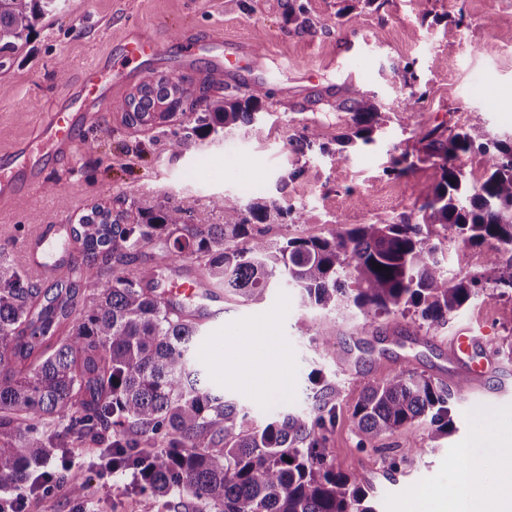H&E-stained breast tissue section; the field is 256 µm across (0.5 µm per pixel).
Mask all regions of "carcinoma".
Segmentation results:
<instances>
[{
  "label": "carcinoma",
  "mask_w": 512,
  "mask_h": 512,
  "mask_svg": "<svg viewBox=\"0 0 512 512\" xmlns=\"http://www.w3.org/2000/svg\"><path fill=\"white\" fill-rule=\"evenodd\" d=\"M58 0H0V58L22 49L35 24ZM288 25L311 27L302 5L289 0ZM182 91L151 72L127 102L126 121L165 119ZM351 132L336 138L334 154L368 146L381 129L375 97L352 88L339 104ZM265 105L234 92L211 102L195 125L170 141L179 153L192 137L252 123ZM319 130L297 142L311 148ZM423 155L391 158L385 173L407 176L418 163L433 170L418 216L384 224H338L326 236L266 237L260 224L308 223L305 207L265 198L220 204L224 223L188 214L170 202L123 224L96 208L70 227L81 258L49 288L26 269L0 268V491H29L46 478L52 456L72 454L71 439L106 443L112 468L128 471L157 498L187 492L193 512H374L355 474L336 469L320 448L336 419L329 398L307 413L284 412L258 427L236 402L213 391L193 360L196 323L169 308L150 282L154 267L141 248L157 242L173 262L204 260L224 294L259 301L284 279L305 303L353 308L368 325L400 314L429 328L444 326L472 299L512 296V139L491 140L477 126L420 132ZM319 145V144H317ZM320 150L327 151L322 143ZM478 151L483 173L473 180L461 156ZM464 246L484 251L490 275L456 272L446 255ZM384 266L378 271L375 264ZM105 271L112 285L97 288ZM492 292H487V289ZM468 389L409 370H395L365 387L352 414L364 448L427 420L436 433L453 430L450 401ZM80 499L85 475H57Z\"/></svg>",
  "instance_id": "obj_1"
}]
</instances>
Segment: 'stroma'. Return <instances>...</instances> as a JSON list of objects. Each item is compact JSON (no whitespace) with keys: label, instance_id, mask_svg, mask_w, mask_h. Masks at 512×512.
<instances>
[{"label":"stroma","instance_id":"obj_1","mask_svg":"<svg viewBox=\"0 0 512 512\" xmlns=\"http://www.w3.org/2000/svg\"><path fill=\"white\" fill-rule=\"evenodd\" d=\"M302 2L313 23L308 32L286 24L288 0H62L59 13L0 67V153L29 137L62 89L131 27L170 41L186 34L205 42L253 41L263 50L241 59V73L230 78L213 69L206 52L185 68L155 66L157 77L188 89L194 108L149 126L125 121L139 78L116 86L99 124L83 132L74 164L53 167L47 187L0 205V262L20 264L19 243L35 219L71 225L100 205L131 221L167 200L190 213L209 211L219 224L215 202L227 195L249 201L254 182L260 196L310 212L306 224L266 226L272 240L324 236L339 224L392 222L417 211L430 182L424 165L400 179L384 173L392 156L420 153V130L467 123L491 138L512 136V42L502 38L512 30V0H377L353 24L336 17L342 0ZM349 37L372 62L368 81L351 77L345 64ZM408 67L416 76L409 85L402 79ZM228 84L258 95L273 122L240 125L172 153L174 133L192 126L196 112L223 97ZM353 85L371 93L386 115L378 142L351 150L345 161L293 149L290 138L306 126L321 129L328 142L347 133L348 116L338 104ZM413 92L421 99L405 109ZM358 324L354 311L303 304L283 282L258 302L226 299L223 316L199 327L201 345L215 336H257L251 361L231 346L196 359L210 385L245 408L255 426L284 409H310L324 385L337 387L325 453L342 471L359 475L375 512H412L417 492L443 490L444 476L463 464V448H512V298L478 299L441 328H421L398 314L363 331ZM325 325L336 331L328 347L317 337ZM463 327L482 332L483 342L460 361L448 341ZM489 360L497 364L489 393L470 390L456 400L451 436L435 437L422 422L379 440L378 451L362 450L351 414L365 385L394 369L451 385ZM414 443L422 454L408 455ZM394 455L405 458L395 471ZM75 467L88 479L92 512H169L165 500L139 490L132 474L103 475L99 460L84 457Z\"/></svg>","mask_w":512,"mask_h":512}]
</instances>
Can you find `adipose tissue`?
<instances>
[{
  "mask_svg": "<svg viewBox=\"0 0 512 512\" xmlns=\"http://www.w3.org/2000/svg\"><path fill=\"white\" fill-rule=\"evenodd\" d=\"M483 460V482H476L470 468H460L448 476L454 488L451 500L437 499L427 490L421 492V500L432 512H512V484L501 479L502 473L512 470V448H486Z\"/></svg>",
  "mask_w": 512,
  "mask_h": 512,
  "instance_id": "ef3b65f1",
  "label": "adipose tissue"
}]
</instances>
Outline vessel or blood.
Returning <instances> with one entry per match:
<instances>
[{
    "mask_svg": "<svg viewBox=\"0 0 512 512\" xmlns=\"http://www.w3.org/2000/svg\"><path fill=\"white\" fill-rule=\"evenodd\" d=\"M122 52L128 62L138 65L160 60L164 41L160 36L140 30H129L122 40ZM253 49L242 42H228L222 55L213 57L217 71L228 72L230 57H246ZM113 72L111 54L90 64L81 74L74 88L69 89L48 113L33 135L16 143L12 150L0 154V202L7 203L24 194L29 188L45 181L46 172L56 164L72 161L77 152L83 130L95 124L99 111L108 99ZM63 227L59 224L31 225L26 238L25 254L33 278L43 277L58 268L57 251ZM204 277L197 272L177 277L163 294L176 307L197 303L199 311H207L204 304Z\"/></svg>",
    "mask_w": 512,
    "mask_h": 512,
    "instance_id": "obj_1",
    "label": "vessel or blood"
}]
</instances>
